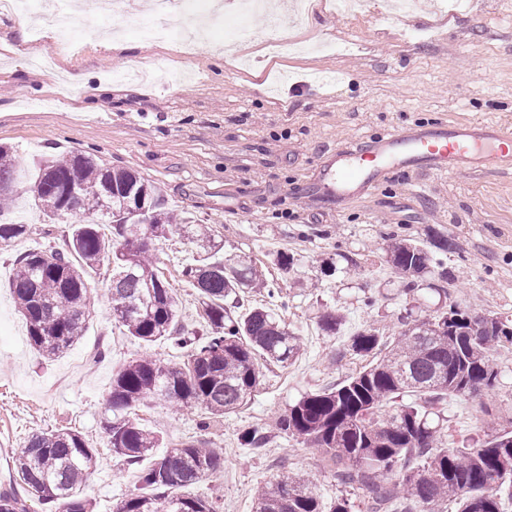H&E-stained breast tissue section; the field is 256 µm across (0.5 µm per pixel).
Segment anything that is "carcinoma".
Listing matches in <instances>:
<instances>
[{
    "label": "carcinoma",
    "instance_id": "obj_1",
    "mask_svg": "<svg viewBox=\"0 0 512 512\" xmlns=\"http://www.w3.org/2000/svg\"><path fill=\"white\" fill-rule=\"evenodd\" d=\"M30 191L50 223L74 210L66 249H37L18 255L10 284L25 318L30 346L42 357L66 353L84 336L94 313L91 271L108 273L112 316L129 335L146 343L164 339L186 351L179 365L150 357L125 364L112 376L104 429L107 448L134 466L149 457L141 487L118 500L112 512H223L218 495L194 497L177 489L198 483L221 467L222 458L203 438L163 447L158 433L142 426L130 410L153 397L204 414L199 426L232 413L254 396L262 372L257 358L282 367L299 354L300 336L271 309L240 314L242 294L259 289L273 294L265 269L246 255L225 254L215 230L173 213L162 189L139 174L107 167L79 151L43 156L35 163ZM18 161L0 145V244L30 232L27 224L5 222L17 195ZM185 231L195 256L182 275L198 291L202 329L188 331L179 321L169 283L155 261L158 242ZM441 239L430 251L414 240L393 238L387 264L406 280L439 272L448 279L435 251H448ZM344 316L324 314L319 326L331 336ZM512 344V330L494 314H472L450 303L422 321L403 322L398 335L382 341L364 329L349 351L368 363L343 382L309 393L276 421L278 433L310 448L331 466L336 480L368 494L370 512H508L512 507V431L477 440L467 448L442 441L433 405L450 396L476 399L494 387L490 363L495 346ZM411 393L417 401L403 402ZM258 453L271 440L257 426L242 437ZM94 462L93 449L71 429L27 437L12 452V478L0 487V512H30L36 501L46 512H93L83 486ZM255 512H324L313 482L282 472L260 487Z\"/></svg>",
    "mask_w": 512,
    "mask_h": 512
}]
</instances>
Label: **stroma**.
<instances>
[{"label":"stroma","instance_id":"35a3bbf8","mask_svg":"<svg viewBox=\"0 0 512 512\" xmlns=\"http://www.w3.org/2000/svg\"><path fill=\"white\" fill-rule=\"evenodd\" d=\"M115 35L136 41L133 61L112 52ZM288 37L307 51L270 59L257 40L227 45L220 14L211 19L206 46L189 53L177 37L143 39L138 22L100 14L97 0H86L64 36L38 10L0 8V144L20 163L11 215L32 227L0 254V485L24 439L70 428L96 450L84 494L94 512H111L113 498L138 487L142 471L120 464L107 447L112 375L143 354L167 364L182 359L170 343L140 342L115 323L106 282L96 273L88 284L98 305L82 340L54 360L31 348L9 289L14 259L47 245L64 248L71 224L67 217L43 223L30 199L26 182L44 154L80 150L139 173L162 187L170 209L213 225L225 252L250 255L280 286L287 303L280 316L303 346L288 366L262 364V384L245 407L204 433L197 414L164 400L136 410L167 442L210 441L224 465L185 492L222 491L224 512H251L255 488L284 465L312 474L324 506L344 501L350 512H368L364 490L338 483L333 468L296 441L280 435L256 454L241 443L248 429L274 426L306 394L358 372L363 362L348 352L354 333L373 328L392 338L403 319H423L445 299L512 327V174L493 166L397 172L340 209L318 203L310 191L328 152L393 127L441 119L512 129V0H470L459 9L450 0H412L409 10L360 20L336 13L330 0H314ZM71 72L85 76L86 92L71 88ZM394 235L426 247L448 239L453 248L441 258L447 279L429 275L419 290L404 291L385 262ZM278 250L298 258L291 275L271 265ZM156 255L180 321L198 328V293L181 274L191 244L173 233ZM330 311L345 316L333 336L317 324ZM493 365L495 385L481 400L439 404L449 447H467L492 429L512 430V345L497 348Z\"/></svg>","mask_w":512,"mask_h":512}]
</instances>
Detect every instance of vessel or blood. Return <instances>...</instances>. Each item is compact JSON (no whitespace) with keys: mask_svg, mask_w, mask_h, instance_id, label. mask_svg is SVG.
<instances>
[{"mask_svg":"<svg viewBox=\"0 0 512 512\" xmlns=\"http://www.w3.org/2000/svg\"><path fill=\"white\" fill-rule=\"evenodd\" d=\"M488 165L512 171V130L484 121L435 122L389 129L337 152L317 175L346 203L377 187L391 171L455 173Z\"/></svg>","mask_w":512,"mask_h":512,"instance_id":"1","label":"vessel or blood"}]
</instances>
